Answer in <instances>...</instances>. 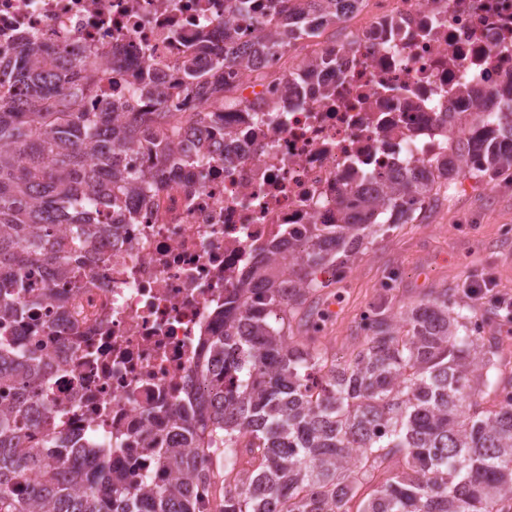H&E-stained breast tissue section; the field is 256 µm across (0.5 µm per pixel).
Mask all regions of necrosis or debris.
Segmentation results:
<instances>
[{"label": "necrosis or debris", "instance_id": "obj_1", "mask_svg": "<svg viewBox=\"0 0 512 512\" xmlns=\"http://www.w3.org/2000/svg\"><path fill=\"white\" fill-rule=\"evenodd\" d=\"M225 0H0V56L34 34L57 50L97 52L98 86L113 105L135 100L149 73L172 111L193 105L178 65L201 31L224 16ZM307 94L287 90L283 59L236 68L231 84L249 98L287 99L257 121L224 115L226 135L178 124L165 135L191 162L166 189L123 196L135 221L115 226L68 263L64 277H28L33 317L0 324V335L45 361L43 394L28 416L32 453L120 461L138 493L155 476L162 436L199 379L200 344L254 252L278 235L333 224L367 172L422 170L467 132L465 91L485 74L491 98L512 68V0H373L369 21L344 41ZM65 292L61 310L49 307Z\"/></svg>", "mask_w": 512, "mask_h": 512}]
</instances>
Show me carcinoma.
Returning a JSON list of instances; mask_svg holds the SVG:
<instances>
[{
  "label": "carcinoma",
  "instance_id": "carcinoma-1",
  "mask_svg": "<svg viewBox=\"0 0 512 512\" xmlns=\"http://www.w3.org/2000/svg\"><path fill=\"white\" fill-rule=\"evenodd\" d=\"M227 0L216 29L227 45L210 47L211 64L187 48L180 83L196 106L187 121L223 131L219 114L244 107L274 112L277 103L238 95L224 69L265 55L280 58L321 34L362 0ZM271 32L252 48L233 46L237 18ZM49 50L20 36L0 60V320L29 309L24 279L33 268L64 274L56 224H85L87 237L112 231L97 211L112 190L146 194L167 168L182 162L164 138L154 165L129 171L122 155L146 133L178 122L149 82L135 95L146 112H117L88 98L95 77L90 55L41 64ZM497 103L434 164L369 177L345 201L338 221L308 228L310 245L281 278L272 241L218 312L224 330L208 342L221 356L201 375L205 391L187 401L173 435L158 449L159 481L138 496L124 470L95 469L85 458L62 469L50 455L26 451L25 403L0 410V512H351L358 476L392 459L356 512H512V364L495 336H481L464 306L441 288L397 308L379 305L364 339L341 367L313 336H293L292 321L312 315L328 284L318 273L349 267L367 245L397 224H412L425 197L459 175L512 178V78ZM386 221H378L379 216ZM37 365L0 340V388H23L5 371ZM221 449L224 495L211 501L201 484L206 458Z\"/></svg>",
  "mask_w": 512,
  "mask_h": 512
}]
</instances>
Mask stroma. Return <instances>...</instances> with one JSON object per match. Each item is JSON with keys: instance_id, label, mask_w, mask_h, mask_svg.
<instances>
[{"instance_id": "1", "label": "stroma", "mask_w": 512, "mask_h": 512, "mask_svg": "<svg viewBox=\"0 0 512 512\" xmlns=\"http://www.w3.org/2000/svg\"><path fill=\"white\" fill-rule=\"evenodd\" d=\"M506 224L512 225L511 181L470 175L449 181L417 222L377 239L351 272L321 291L298 335L318 330L329 355L341 364L363 334L358 316L365 306L386 299L401 305L445 288L512 350V324L492 298L477 302L465 292L467 281L489 280L496 290L512 293V234L503 232Z\"/></svg>"}]
</instances>
